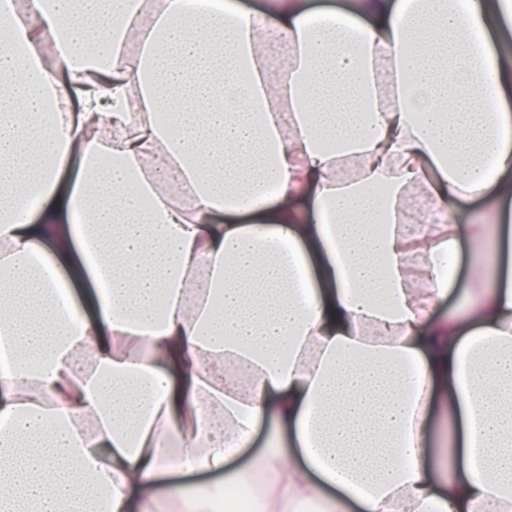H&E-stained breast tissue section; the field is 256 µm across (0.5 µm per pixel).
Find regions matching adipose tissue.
<instances>
[{
	"mask_svg": "<svg viewBox=\"0 0 512 512\" xmlns=\"http://www.w3.org/2000/svg\"><path fill=\"white\" fill-rule=\"evenodd\" d=\"M510 24L512 0H0V512H209L261 471L256 512H512ZM449 198L498 222L436 319ZM268 421L286 447L227 470ZM198 470L223 485L178 494Z\"/></svg>",
	"mask_w": 512,
	"mask_h": 512,
	"instance_id": "ef3b65f1",
	"label": "adipose tissue"
}]
</instances>
